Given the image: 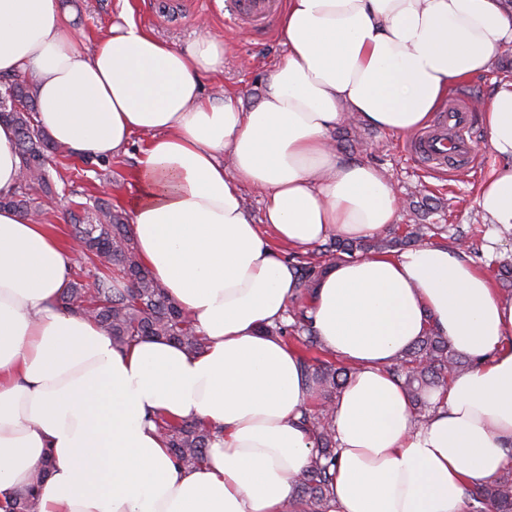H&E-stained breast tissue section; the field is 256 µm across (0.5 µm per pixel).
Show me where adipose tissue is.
I'll use <instances>...</instances> for the list:
<instances>
[{
    "instance_id": "1",
    "label": "adipose tissue",
    "mask_w": 512,
    "mask_h": 512,
    "mask_svg": "<svg viewBox=\"0 0 512 512\" xmlns=\"http://www.w3.org/2000/svg\"><path fill=\"white\" fill-rule=\"evenodd\" d=\"M279 26L286 55L245 111L203 94L224 67L207 29L180 49L126 14L89 51L60 0H0V75L31 78L40 130L95 158L148 135L125 199L136 250L207 338L197 353L153 339L117 350L60 306L72 265L54 225L0 209V503L31 487L39 512H282L295 500L314 448L299 418L316 393L298 351L263 332L299 295L277 247L395 223L389 177L345 159L330 130L347 114L395 135L428 126L449 88L512 44V7L286 0ZM481 116L501 161L477 195L493 248L512 231V81ZM20 182L16 133L0 122V194ZM307 301L314 334L354 370L333 403L331 512H467V489L511 463L512 293L464 249L426 243L330 264ZM429 328L476 365L418 425L387 368ZM159 418L223 433L188 470Z\"/></svg>"
}]
</instances>
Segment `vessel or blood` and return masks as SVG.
Segmentation results:
<instances>
[{"label":"vessel or blood","mask_w":512,"mask_h":512,"mask_svg":"<svg viewBox=\"0 0 512 512\" xmlns=\"http://www.w3.org/2000/svg\"><path fill=\"white\" fill-rule=\"evenodd\" d=\"M228 7L233 20L262 22L275 12L276 0H230ZM468 112L464 97H457L431 130L416 137L411 146L413 154L437 165H457L467 160L474 150L467 136Z\"/></svg>","instance_id":"obj_1"}]
</instances>
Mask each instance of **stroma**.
Instances as JSON below:
<instances>
[{
  "label": "stroma",
  "instance_id": "stroma-1",
  "mask_svg": "<svg viewBox=\"0 0 512 512\" xmlns=\"http://www.w3.org/2000/svg\"><path fill=\"white\" fill-rule=\"evenodd\" d=\"M62 11L82 34L86 46H93L119 22L125 11L150 34L175 47H184L195 38L199 25L225 40L224 69L205 77V96H235L242 108H249L261 96L273 66L285 53L279 39L277 20H270L264 31L231 18L227 0H60ZM469 135L475 153L461 166L437 168L412 154L409 136L364 127L352 135L349 120H342L330 136L343 156L383 169L390 177L400 201L414 200L415 211L400 209L390 232H401L405 224L444 226L443 243L453 244L457 229L476 227L468 241L469 255L489 276H496L500 263L512 262V235L504 237L494 251H487L490 230L477 207L481 180L499 160L490 151L488 133L479 111H472ZM145 142L135 137L127 154L111 159L108 165L87 163L72 152L54 157L53 179L73 182L86 198L103 199L122 205L133 180L136 157Z\"/></svg>",
  "mask_w": 512,
  "mask_h": 512
}]
</instances>
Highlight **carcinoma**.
Here are the masks:
<instances>
[{"label":"carcinoma","instance_id":"obj_1","mask_svg":"<svg viewBox=\"0 0 512 512\" xmlns=\"http://www.w3.org/2000/svg\"><path fill=\"white\" fill-rule=\"evenodd\" d=\"M0 120L13 125L17 133L22 169L31 175L7 196L0 197V207L11 208L27 218L42 212L45 202L56 195L48 166L58 146L36 124L35 100L26 84L13 80L0 82ZM82 213L72 212V238L79 243L83 261L93 269L92 283L84 282V273L75 278L60 297V305L75 314L93 318L112 336L114 345L124 349L146 338L166 339L188 351L205 347L189 315L142 264L136 251L130 224L122 210L97 200L88 206L74 203ZM428 224H409L405 232L373 241L331 239L320 245V259L293 253L287 262L295 270L298 287L313 289L330 261L353 258L356 253H389L415 246L430 239ZM264 332L286 338L305 334L304 345L320 348L312 334L310 320L304 313L293 314V322L278 321ZM474 360L458 354L448 340L431 329L398 357L389 372L402 381L413 406L415 420L429 417L428 392L448 384V377ZM301 371L318 391L328 398L340 392L350 379L352 369L334 361L301 358ZM301 421L313 432L317 454L308 469L296 479L297 503L287 505L288 512H329L330 490L336 465V441L330 405L315 411L306 409ZM163 431L172 457L186 468H197L207 460L210 447L220 428L199 419L156 420ZM470 512H512V467H507L491 484L476 483L468 490ZM37 493L30 489L17 494L6 512H37Z\"/></svg>","mask_w":512,"mask_h":512}]
</instances>
